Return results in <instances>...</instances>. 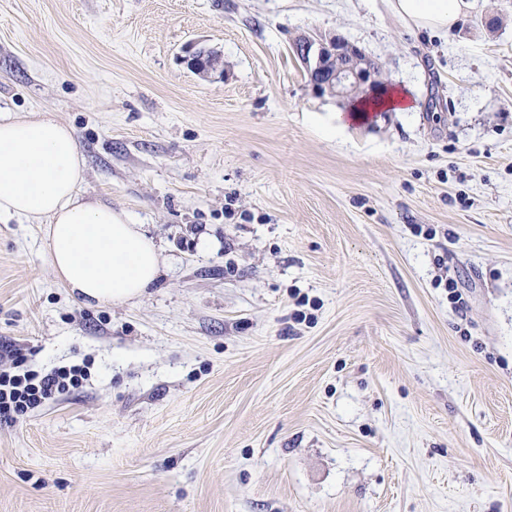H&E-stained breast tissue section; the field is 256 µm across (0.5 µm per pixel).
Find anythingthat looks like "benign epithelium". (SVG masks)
<instances>
[{
    "label": "benign epithelium",
    "mask_w": 512,
    "mask_h": 512,
    "mask_svg": "<svg viewBox=\"0 0 512 512\" xmlns=\"http://www.w3.org/2000/svg\"><path fill=\"white\" fill-rule=\"evenodd\" d=\"M293 50L317 95L362 98L383 84L378 65L339 36L318 39L301 35Z\"/></svg>",
    "instance_id": "obj_1"
}]
</instances>
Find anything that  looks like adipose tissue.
Masks as SVG:
<instances>
[{
  "label": "adipose tissue",
  "instance_id": "adipose-tissue-1",
  "mask_svg": "<svg viewBox=\"0 0 512 512\" xmlns=\"http://www.w3.org/2000/svg\"><path fill=\"white\" fill-rule=\"evenodd\" d=\"M406 24L448 33L466 0H388ZM85 159L73 129L42 114H0V220L45 227L46 258L57 279L85 300L140 297L156 280L162 249L141 225L80 195Z\"/></svg>",
  "mask_w": 512,
  "mask_h": 512
}]
</instances>
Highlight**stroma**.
Segmentation results:
<instances>
[{
    "instance_id": "35a3bbf8",
    "label": "stroma",
    "mask_w": 512,
    "mask_h": 512,
    "mask_svg": "<svg viewBox=\"0 0 512 512\" xmlns=\"http://www.w3.org/2000/svg\"><path fill=\"white\" fill-rule=\"evenodd\" d=\"M303 33L414 111L330 133ZM33 111L164 263L89 303L0 221V353L90 370L0 423V512H512V0L446 36L386 0H0V113Z\"/></svg>"
}]
</instances>
